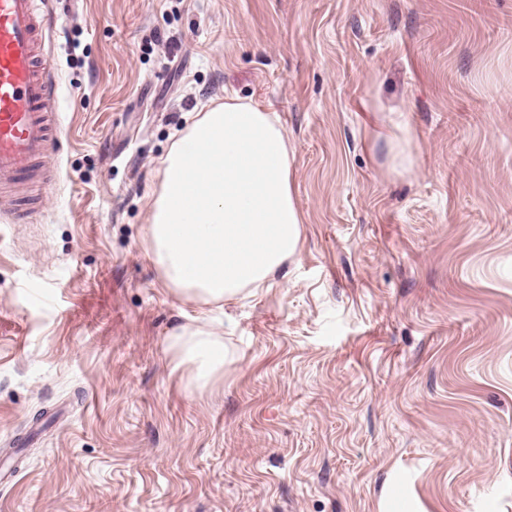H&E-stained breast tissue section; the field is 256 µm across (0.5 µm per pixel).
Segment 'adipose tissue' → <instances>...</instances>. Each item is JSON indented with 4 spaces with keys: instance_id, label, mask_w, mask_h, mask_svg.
Masks as SVG:
<instances>
[{
    "instance_id": "ef3b65f1",
    "label": "adipose tissue",
    "mask_w": 512,
    "mask_h": 512,
    "mask_svg": "<svg viewBox=\"0 0 512 512\" xmlns=\"http://www.w3.org/2000/svg\"><path fill=\"white\" fill-rule=\"evenodd\" d=\"M162 165L145 244L173 292L230 300L263 287L297 255L301 220L276 114L231 99L195 121ZM168 352L173 371L201 394L233 359L223 336L202 326L175 330Z\"/></svg>"
}]
</instances>
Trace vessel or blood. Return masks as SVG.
Returning a JSON list of instances; mask_svg holds the SVG:
<instances>
[{
	"label": "vessel or blood",
	"mask_w": 512,
	"mask_h": 512,
	"mask_svg": "<svg viewBox=\"0 0 512 512\" xmlns=\"http://www.w3.org/2000/svg\"><path fill=\"white\" fill-rule=\"evenodd\" d=\"M39 0H0V189L23 183L36 194L15 201L8 211L22 224L36 212L40 191L54 180L52 159L64 133L49 57L44 52Z\"/></svg>",
	"instance_id": "b4317fda"
}]
</instances>
